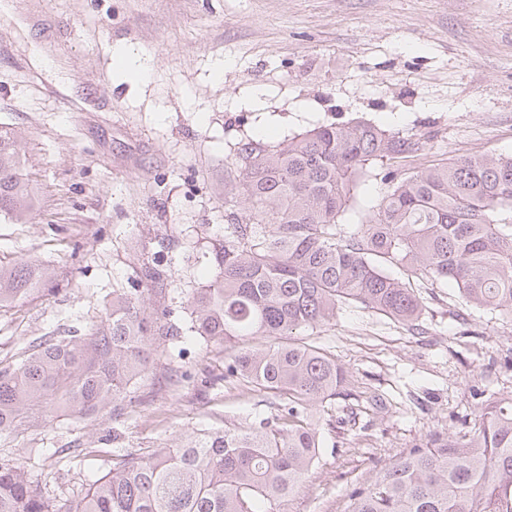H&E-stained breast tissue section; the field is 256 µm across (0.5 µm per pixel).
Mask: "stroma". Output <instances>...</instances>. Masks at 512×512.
I'll return each mask as SVG.
<instances>
[{"label": "stroma", "mask_w": 512, "mask_h": 512, "mask_svg": "<svg viewBox=\"0 0 512 512\" xmlns=\"http://www.w3.org/2000/svg\"><path fill=\"white\" fill-rule=\"evenodd\" d=\"M119 42L147 59L144 83L114 72ZM258 87L260 111L248 105ZM359 120L422 147L373 165L347 224L368 220L390 171L512 154V0H0V129L17 139L37 202L29 223L0 219V264L50 275L0 309V368L39 338L89 331L118 288L146 313L170 311L181 331L121 421L61 410L1 438L0 453L67 491L114 449L176 447L274 413L263 392L226 377L222 347L191 335L183 303L223 238L242 145ZM148 266L159 282L144 278ZM421 297L418 335L358 303L299 331L349 384L313 410L324 451L279 512H344L356 481L429 434L471 430L479 399L512 395V315L463 303L449 283ZM209 377L216 385L203 387Z\"/></svg>", "instance_id": "stroma-1"}]
</instances>
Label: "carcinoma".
<instances>
[{
    "instance_id": "carcinoma-1",
    "label": "carcinoma",
    "mask_w": 512,
    "mask_h": 512,
    "mask_svg": "<svg viewBox=\"0 0 512 512\" xmlns=\"http://www.w3.org/2000/svg\"><path fill=\"white\" fill-rule=\"evenodd\" d=\"M419 149L369 121L316 126L240 149L238 185L224 190V242L214 271L187 293L190 331L224 346L226 370L269 393L277 412L224 430H202L177 448L128 450L72 497L51 496L26 462L0 455V512H277L309 478L322 440L309 420L346 387L344 368L294 340L359 303L412 331L417 288L451 281L461 298L512 314V155L465 157L390 174L372 218L341 222L373 164ZM20 148L0 131V216L33 219ZM45 268L0 265V308L39 291ZM147 316L143 302L112 291L93 332L30 346L0 370V436L60 405L73 417L112 406L149 371L160 341L179 329ZM478 425L433 436L356 483L347 512H512V397L480 404Z\"/></svg>"
}]
</instances>
